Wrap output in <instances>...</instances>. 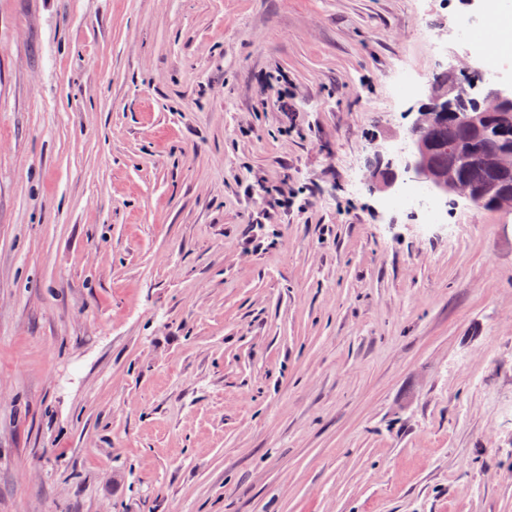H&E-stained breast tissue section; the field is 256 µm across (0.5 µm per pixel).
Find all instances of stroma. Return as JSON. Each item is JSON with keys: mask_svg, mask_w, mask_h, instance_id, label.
<instances>
[{"mask_svg": "<svg viewBox=\"0 0 512 512\" xmlns=\"http://www.w3.org/2000/svg\"><path fill=\"white\" fill-rule=\"evenodd\" d=\"M505 6L0 0V512H512V215L375 165ZM427 196V190L420 185L401 187L397 194L389 200L395 207H412Z\"/></svg>", "mask_w": 512, "mask_h": 512, "instance_id": "1", "label": "stroma"}]
</instances>
